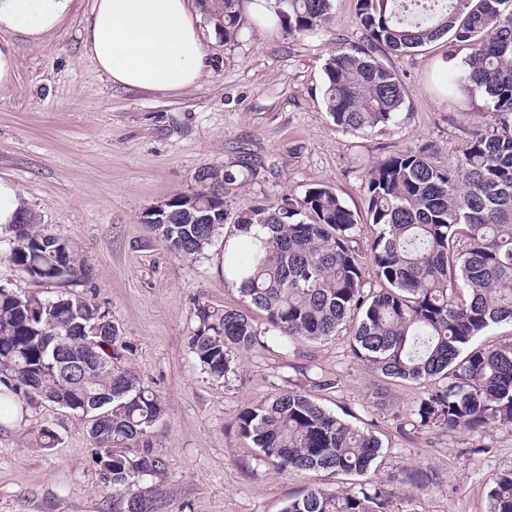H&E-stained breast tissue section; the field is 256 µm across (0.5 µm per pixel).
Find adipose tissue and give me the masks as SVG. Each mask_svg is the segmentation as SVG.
Wrapping results in <instances>:
<instances>
[{
  "instance_id": "obj_1",
  "label": "adipose tissue",
  "mask_w": 512,
  "mask_h": 512,
  "mask_svg": "<svg viewBox=\"0 0 512 512\" xmlns=\"http://www.w3.org/2000/svg\"><path fill=\"white\" fill-rule=\"evenodd\" d=\"M73 0H0V87L16 77L19 33L37 43L57 29ZM83 47L115 85L143 91L192 87L206 66L198 19L190 0H93Z\"/></svg>"
}]
</instances>
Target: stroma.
I'll use <instances>...</instances> for the list:
<instances>
[{"label":"stroma","mask_w":512,"mask_h":512,"mask_svg":"<svg viewBox=\"0 0 512 512\" xmlns=\"http://www.w3.org/2000/svg\"><path fill=\"white\" fill-rule=\"evenodd\" d=\"M356 0H334L316 33L290 37L254 22L244 0L237 38L225 42L200 19L210 64L191 88L145 92L112 85L84 52L82 27L92 0H75L41 45L14 35L18 71L0 87V178L13 183L42 224L67 239L90 281L47 285L11 264L0 233V285L18 293H74L118 324L128 365L161 397L165 413L150 433L166 461L164 478L142 489L155 512H281L307 489L347 490L348 478L277 471L258 459L234 420L247 403L299 391L382 443L379 478L396 496L405 465L432 470L438 489L415 496L412 512H487L490 477L512 468V425L480 433L413 428L427 385L385 378L356 358L353 323L321 342L256 348L239 358L237 377L203 374L188 346L198 305L247 309L219 270L223 240L190 263L170 252L143 222L145 213L192 191L207 168L251 169L227 186L229 210L314 186L335 190L365 215V175L389 153L426 146L452 162L488 121L482 93L457 99L444 84L467 49L441 39L383 61L406 90L394 124L380 132L337 127L324 102V65L339 42L359 41ZM57 435L45 447L42 429ZM94 446L80 417L44 401H15L0 424V512H112Z\"/></svg>","instance_id":"stroma-1"}]
</instances>
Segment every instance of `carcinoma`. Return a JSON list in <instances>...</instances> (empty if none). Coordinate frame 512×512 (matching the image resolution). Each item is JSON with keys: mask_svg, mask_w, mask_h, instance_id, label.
Segmentation results:
<instances>
[{"mask_svg": "<svg viewBox=\"0 0 512 512\" xmlns=\"http://www.w3.org/2000/svg\"><path fill=\"white\" fill-rule=\"evenodd\" d=\"M333 0H275L274 14L290 36L321 30ZM364 40L343 42L325 63L323 99L339 127L374 131L394 122L405 91L375 53H405L443 37L470 53L452 78L460 92L480 91L490 122L474 133L446 168L429 149L396 151L365 176L369 224L376 235L368 262L379 284L366 289L356 249L357 215L326 186L303 198L258 202L218 214L209 197L224 196L236 181L210 168L191 193H177L169 224L147 228L172 252L197 261L224 236V283L239 287L264 314L265 327L237 308L202 305L188 345L201 370L220 382L237 373V356L268 343L322 341L348 318L358 324L353 351L392 380L445 384L414 410L427 429L483 432L512 425V340L479 342L492 327L512 324V0H357ZM241 0H199L200 9L229 43L240 31ZM6 258L29 276L59 284L90 279L71 244L27 211L14 225ZM58 310L46 317L47 303ZM108 312L62 292L19 294L0 286V412L19 398L40 399L88 425L94 463L112 485V512H153L141 490L165 474L164 459L148 436L164 412L160 396L126 366L117 344L119 325H105L95 347L98 366L82 373L73 330ZM240 435L282 472H325L361 479L346 492L312 488L288 499L282 512H391V492L377 480L382 443L298 391L274 394L237 414ZM140 439L130 456L120 448ZM400 485L409 494L436 487L432 471L405 466ZM487 512H512V470L491 478Z\"/></svg>", "mask_w": 512, "mask_h": 512, "instance_id": "obj_1", "label": "carcinoma"}]
</instances>
